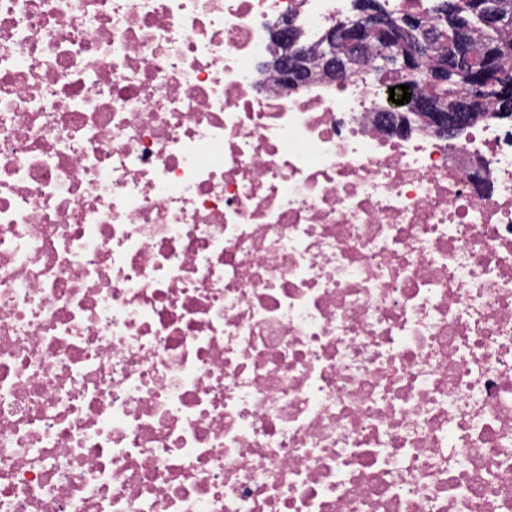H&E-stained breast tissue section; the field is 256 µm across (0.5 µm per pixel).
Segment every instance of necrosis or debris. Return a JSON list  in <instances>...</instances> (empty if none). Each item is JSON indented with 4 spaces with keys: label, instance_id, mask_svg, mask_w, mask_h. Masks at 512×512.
I'll use <instances>...</instances> for the list:
<instances>
[{
    "label": "necrosis or debris",
    "instance_id": "necrosis-or-debris-1",
    "mask_svg": "<svg viewBox=\"0 0 512 512\" xmlns=\"http://www.w3.org/2000/svg\"><path fill=\"white\" fill-rule=\"evenodd\" d=\"M351 0H0V512H512V128L253 86Z\"/></svg>",
    "mask_w": 512,
    "mask_h": 512
}]
</instances>
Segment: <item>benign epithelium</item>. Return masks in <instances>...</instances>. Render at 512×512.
Instances as JSON below:
<instances>
[{"mask_svg": "<svg viewBox=\"0 0 512 512\" xmlns=\"http://www.w3.org/2000/svg\"><path fill=\"white\" fill-rule=\"evenodd\" d=\"M269 54L261 63L260 71L277 77L280 88L294 90L313 77L331 80L358 76L389 65L404 55L401 45L388 47L377 58L369 50L360 27L347 20H337L323 28L320 43L310 44L303 31L290 17H279L268 27ZM406 85L411 100L388 113L385 129L401 134L419 124L429 127L446 138L456 141L461 126L483 101L482 93L493 89V83L477 81L469 86V94L461 99V106L449 111L423 96L421 88L434 81L433 75L422 69L406 70Z\"/></svg>", "mask_w": 512, "mask_h": 512, "instance_id": "benign-epithelium-1", "label": "benign epithelium"}]
</instances>
